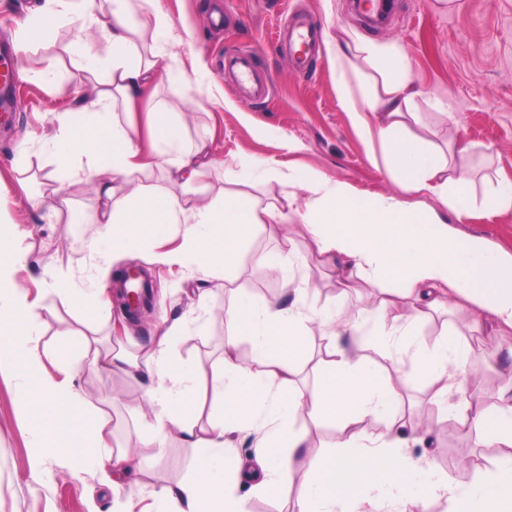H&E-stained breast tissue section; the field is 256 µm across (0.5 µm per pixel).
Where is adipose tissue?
Instances as JSON below:
<instances>
[{
  "mask_svg": "<svg viewBox=\"0 0 512 512\" xmlns=\"http://www.w3.org/2000/svg\"><path fill=\"white\" fill-rule=\"evenodd\" d=\"M44 0L19 27V48L43 41L65 19L78 17L97 28L103 41L93 45L75 40L70 48L75 69L96 75L80 109L59 115L53 135L42 137L59 185L92 186L97 203L96 223L112 241V252L100 255L102 266L112 257L135 255L148 244L183 228L181 250L154 254L163 264L220 270L237 260L236 246L255 229L268 224H298L311 239L324 267L335 277L342 298H350L359 279L384 284L389 296L376 305L375 322L355 319L337 323L334 314L318 309L316 292L300 288L287 307L255 298H239L225 317L233 337L224 352V369L210 388H203L195 369L174 354L184 325L165 327L157 343L136 359L124 347L96 352L87 336L69 337L58 348L60 360L75 352L92 355L95 371L122 368L133 377L149 373L151 401L156 411L145 422L137 443L158 447L177 433L195 449L194 476L178 489L161 492L157 512H246L247 496L287 497L299 483L297 512H362L364 507L407 512L426 497H442L448 512H512V463L482 474L465 487L421 481L425 467L409 457L407 447L423 443L415 420L398 417L401 393L390 372L378 369L364 354L358 338L370 335L396 366L410 365L416 375L434 385L435 401L448 407L455 421L475 434L485 448L512 455V252L477 235L459 234L434 209L407 204L393 196H374L357 202L347 185L316 172L281 169L258 161L234 174V181L251 184L273 180L283 188L286 207L261 203L253 197L227 192L208 200L176 195L167 184H195L214 159L209 138L184 145L181 128L170 118L164 102H156L147 127H139L144 92L156 85V61L143 58L134 39L135 0ZM381 79L370 85L361 102L343 97L365 142L382 143L390 168L407 190L447 196L464 191L469 179L468 150L460 142L447 148L425 143L407 131L416 120L415 92L409 85L408 61L395 50L381 53L370 44L359 46ZM124 120H116L115 110ZM383 120L371 124L368 113ZM159 171L165 187L131 185L137 171ZM28 252L20 235L0 230V370L21 371L29 381L25 408L47 410L40 444L52 455L81 466L78 445L99 449L97 466L103 480L123 467L125 449L104 446L99 409L87 406L70 379L40 378L37 347L18 352V336L35 335L36 302L17 288L13 273ZM456 298L458 326L434 342L419 336V325L430 312ZM321 319L333 341L311 392L295 388V366L307 348L305 323ZM253 343L256 367L236 361V337ZM484 337L488 366L497 374L495 388L467 394L471 348L469 339ZM212 394L214 410L207 427H198L196 413L204 394ZM456 404H449V397ZM336 427L333 447L316 446L291 426L304 410ZM373 418L378 426L367 430ZM254 435L253 462L245 464L237 450L240 434ZM302 455L308 468L295 478L293 459ZM248 495H239L242 483Z\"/></svg>",
  "mask_w": 512,
  "mask_h": 512,
  "instance_id": "1",
  "label": "adipose tissue"
}]
</instances>
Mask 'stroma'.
Wrapping results in <instances>:
<instances>
[{
  "label": "stroma",
  "mask_w": 512,
  "mask_h": 512,
  "mask_svg": "<svg viewBox=\"0 0 512 512\" xmlns=\"http://www.w3.org/2000/svg\"><path fill=\"white\" fill-rule=\"evenodd\" d=\"M159 5L184 40L180 68L189 72L194 62L204 63L226 103L209 102L193 86L165 79L154 98L144 99L139 117L147 119L159 99L177 112L186 143L210 137L215 164L199 180L210 195L224 189L225 171L260 158L345 182L361 197L392 195L452 216V208L440 197L404 191L388 172L382 147L367 148L344 111L333 57L338 48L363 41L397 49L409 60L417 91L413 108L419 117L411 132L442 147L452 140L469 147V215L457 231L512 250V209L488 203L498 181L512 180V0H453L449 5L443 0H394L381 27L364 23L350 0H160ZM306 14L318 24L322 42L306 69L297 70L274 33ZM78 37L91 40L92 32L80 21H69L27 53H16L20 98L13 124L0 127V222L22 233L28 251L16 280L39 302L40 328L34 341L40 351L47 354L63 338L84 334L104 344L122 343L135 353L151 345L163 320L182 318L186 328L178 353L208 378L224 356L229 334L224 311L233 296L275 301L289 279L297 288L315 285L319 307L340 308L334 282L308 239L297 225L282 224L255 230L240 244L237 265L220 279L177 265H148L152 310L139 320L128 317L90 257L91 241H98L103 251L109 250V242L97 240L98 225L71 224L65 217L71 207L93 214L90 186L71 185L52 194L48 175L53 164L39 144L42 135L56 129L59 114L80 105L84 82L70 54V44ZM238 54L251 56L255 68L270 79L269 97L245 99L225 80L224 59ZM32 68L49 72L51 82L31 80L27 72ZM285 137L297 143V151L282 147ZM288 250L294 254L288 271L256 277L252 254ZM61 273L73 275L82 287L104 291L109 302L105 311L89 317L62 305L50 288ZM204 286L212 290L208 312L196 320L192 312L197 290ZM71 370L76 392L105 412L107 446L128 449L138 481L116 494L91 464L76 470L48 456L41 469H34L35 417L20 406L27 381L5 371L0 373V512H117L121 504L127 512H145L153 505L149 491L190 478L194 450L178 434H170L157 453L137 445L141 421L151 415L147 380L133 379L117 368L93 371L84 359L73 360ZM402 387L414 413L428 417L433 428L425 443L409 448V455L460 485L470 483L476 471L496 469L502 449L480 447L474 435L433 403L431 387L412 375L404 377ZM466 460L471 469H461Z\"/></svg>",
  "instance_id": "stroma-1"
}]
</instances>
